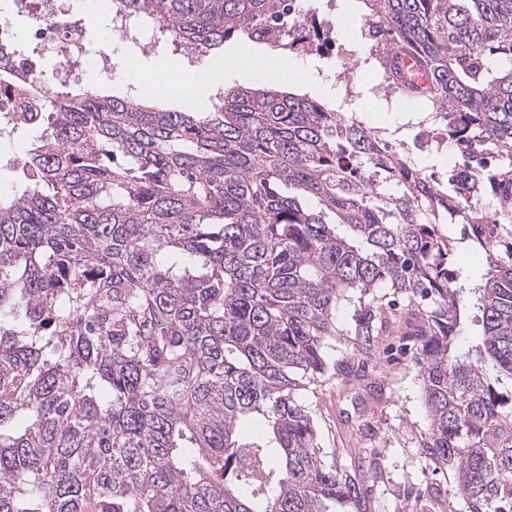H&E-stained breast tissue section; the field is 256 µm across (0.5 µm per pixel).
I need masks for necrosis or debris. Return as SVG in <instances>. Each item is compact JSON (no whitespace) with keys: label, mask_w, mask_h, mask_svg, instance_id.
<instances>
[{"label":"necrosis or debris","mask_w":512,"mask_h":512,"mask_svg":"<svg viewBox=\"0 0 512 512\" xmlns=\"http://www.w3.org/2000/svg\"><path fill=\"white\" fill-rule=\"evenodd\" d=\"M10 15L0 21V54L16 59L27 73L21 88L0 100V170L24 167L27 154L14 148L5 131L20 112H38L55 89L71 85L92 87L111 79L112 69L104 49L93 47L80 24L73 20L66 0H9ZM36 42L55 61L46 71L24 57L21 39Z\"/></svg>","instance_id":"4bbe7bcc"}]
</instances>
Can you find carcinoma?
I'll use <instances>...</instances> for the list:
<instances>
[{"instance_id":"cac0c4a2","label":"carcinoma","mask_w":512,"mask_h":512,"mask_svg":"<svg viewBox=\"0 0 512 512\" xmlns=\"http://www.w3.org/2000/svg\"><path fill=\"white\" fill-rule=\"evenodd\" d=\"M363 2L382 83L464 147L444 190L355 115L282 88L212 112L52 93L34 185L0 197V512H369L380 459L326 463L300 393L358 377L401 302L419 454L454 471L462 512H512V0ZM116 7L200 52L240 33L286 56L324 44L302 0ZM405 56L424 84L402 82ZM465 242L488 269L461 351Z\"/></svg>"}]
</instances>
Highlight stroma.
<instances>
[{
  "label": "stroma",
  "mask_w": 512,
  "mask_h": 512,
  "mask_svg": "<svg viewBox=\"0 0 512 512\" xmlns=\"http://www.w3.org/2000/svg\"><path fill=\"white\" fill-rule=\"evenodd\" d=\"M320 21H334L330 31L332 44L328 57L309 53L306 62L323 68L319 84L334 89L335 97L328 106H343L355 111L359 101L384 98L380 78L373 66L365 63L366 41L361 34L368 9L357 0L355 12L340 19V0H304ZM259 45L240 35L224 45L188 59L182 46L170 38H160L151 48L140 47L135 39L117 40L112 51L115 71L135 66L146 68L166 60L175 70L187 64L202 67L213 58L236 59L243 51L258 50ZM410 112L392 116L389 113H363L366 124L381 133L398 135L405 141L408 157L424 174L444 179L449 162L456 157L455 146L419 147L416 139L420 126L410 125ZM404 324H395L378 337L376 348L368 360L365 379L346 383L331 377L318 378L304 391L302 399L309 407L325 458H333L342 449L357 448L363 455L379 456L383 463L384 481L373 488L371 512H412L414 503H427L444 512L445 500L455 488L452 471H435L419 458L418 439L429 424L422 400L418 369L412 356L413 347L404 336Z\"/></svg>",
  "instance_id": "1"
}]
</instances>
